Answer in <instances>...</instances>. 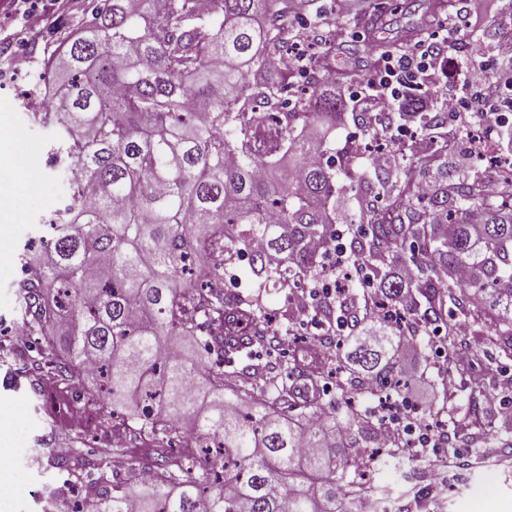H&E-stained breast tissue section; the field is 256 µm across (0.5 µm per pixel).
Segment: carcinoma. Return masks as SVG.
I'll return each mask as SVG.
<instances>
[{"label": "carcinoma", "mask_w": 512, "mask_h": 512, "mask_svg": "<svg viewBox=\"0 0 512 512\" xmlns=\"http://www.w3.org/2000/svg\"><path fill=\"white\" fill-rule=\"evenodd\" d=\"M291 17L305 27H290ZM328 24L321 0H104L47 58L50 107L33 119L55 126V160L83 203L50 220L41 255L20 254L35 393L82 409L112 403L97 426H124L155 473L142 480L131 466L109 479L112 456L131 452L109 442L92 458L75 446L47 456L45 468L75 478L97 512H360L377 491L367 473L378 454L360 447L372 441L375 413L352 399L368 377L400 387L390 351L401 326L355 340V369L336 380L341 416L334 402L290 416L295 369L273 356L288 338L259 332L262 295H228L219 284L243 257L260 288L311 278L322 254L310 244L338 241L340 173L389 197L349 242L375 277L378 306L366 313L349 293L336 316L319 301L318 323L389 322L407 299L438 332L452 320L446 303L461 300L463 316L493 315L512 349V205L489 202L478 177L448 180V139L436 137L447 116L429 99L399 102L429 145L391 152L370 166L372 182L336 165L323 142L342 120L327 56L301 79L271 65ZM280 167L285 176L271 179ZM407 249L417 276L404 286L384 267ZM191 341L250 362L202 366L177 347ZM262 352L269 361L252 360ZM341 447L362 451L346 458Z\"/></svg>", "instance_id": "cac0c4a2"}]
</instances>
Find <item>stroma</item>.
Here are the masks:
<instances>
[{"label": "stroma", "mask_w": 512, "mask_h": 512, "mask_svg": "<svg viewBox=\"0 0 512 512\" xmlns=\"http://www.w3.org/2000/svg\"><path fill=\"white\" fill-rule=\"evenodd\" d=\"M35 2L44 22L40 31L30 33L24 29L22 14L10 8L8 0H0V348L9 352L8 357L0 358V512H43L47 497L63 476L38 468L32 459L58 446L56 429L81 436L86 449L98 447L103 436L93 418L73 426L71 405L48 393L34 394L35 377L24 356L27 344L12 333L20 325L15 286L21 275L23 245L43 223L47 202L67 190L64 173L50 164L55 130L34 122L25 104L34 90L30 76L43 69L46 57L60 42L80 33L90 4V0H76L72 10L62 13L54 0ZM359 9L374 17L372 27L359 28L358 34L361 43L371 46L377 56L400 42L434 31L437 17L451 13L493 17V24L481 28L478 36L486 50L485 75L494 78L500 74L495 47L503 30L512 29V0H360ZM16 54L28 58L26 69L17 71L10 66L9 60ZM329 67L336 93L344 100L345 114L327 138L329 155L348 153L355 141L371 152L380 147L396 149L401 140L396 127H363L347 99L353 86L372 78V63L364 62L347 44L330 58ZM452 124L460 132L448 148L449 169L472 170L478 176L501 180L504 171L497 165L471 166L467 151L474 130L467 127L465 116H457ZM265 306L275 323H288L294 332L284 348L289 364L308 367L310 347L320 336V327L313 323L301 326L298 316L287 315L286 296L278 289H268ZM494 333L495 325L488 319L469 321L459 332L457 344L468 352L469 360L449 393L437 374V359L427 344V334L421 332L411 339L416 370L404 372L403 380L411 386L422 375L434 387V400L418 404L419 415L444 406L448 419L461 420V428H449L448 434L466 473L462 483L439 498L430 480L443 449L425 448L423 459L412 464L382 463L374 482L389 489L392 496L414 502V512H512V424L502 422L498 410L488 407L485 398L486 393H496L512 411V356L494 341ZM485 436L495 438L499 463L484 462L479 440Z\"/></svg>", "instance_id": "35a3bbf8"}]
</instances>
